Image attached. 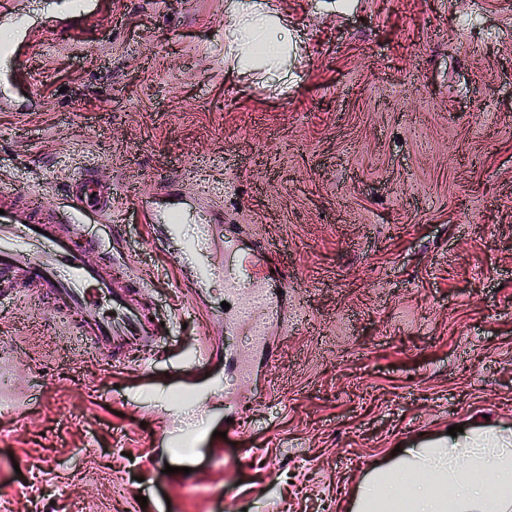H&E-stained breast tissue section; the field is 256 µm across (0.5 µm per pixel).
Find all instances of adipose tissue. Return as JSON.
I'll return each instance as SVG.
<instances>
[{
	"instance_id": "obj_1",
	"label": "adipose tissue",
	"mask_w": 512,
	"mask_h": 512,
	"mask_svg": "<svg viewBox=\"0 0 512 512\" xmlns=\"http://www.w3.org/2000/svg\"><path fill=\"white\" fill-rule=\"evenodd\" d=\"M226 8L225 59L264 56L282 67L292 44L282 20L242 0ZM355 512H512V429L471 424L405 451L392 470L369 476Z\"/></svg>"
}]
</instances>
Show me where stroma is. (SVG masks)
I'll return each mask as SVG.
<instances>
[{"mask_svg": "<svg viewBox=\"0 0 512 512\" xmlns=\"http://www.w3.org/2000/svg\"><path fill=\"white\" fill-rule=\"evenodd\" d=\"M225 2L0 13V182L111 244L170 325L113 368L52 300L0 304L11 512H350L394 449L512 427V0H270L298 45L284 83L225 68ZM82 167L106 216L71 206ZM172 209L193 254L151 238ZM266 244L259 350L222 302Z\"/></svg>", "mask_w": 512, "mask_h": 512, "instance_id": "stroma-1", "label": "stroma"}]
</instances>
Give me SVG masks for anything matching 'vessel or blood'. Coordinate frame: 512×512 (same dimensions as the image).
<instances>
[{
	"mask_svg": "<svg viewBox=\"0 0 512 512\" xmlns=\"http://www.w3.org/2000/svg\"><path fill=\"white\" fill-rule=\"evenodd\" d=\"M68 197L76 207L95 214L109 203L105 187L91 172L75 178ZM13 199V188L0 184V298L11 299L28 290L63 304L78 316V334L115 367L124 364L131 345L161 349L165 333L142 297L141 283L113 273L117 256L102 251L93 238L81 247L73 244L68 227L42 205L21 209ZM94 250L101 256L92 262L87 254ZM240 261L250 275L251 288L242 292L236 281L229 280L224 296L234 302L248 297L250 306L243 320L229 322L228 327L236 330L249 324L262 341L267 332L258 315L275 303L265 286L263 254L245 253Z\"/></svg>",
	"mask_w": 512,
	"mask_h": 512,
	"instance_id": "obj_1",
	"label": "vessel or blood"
}]
</instances>
